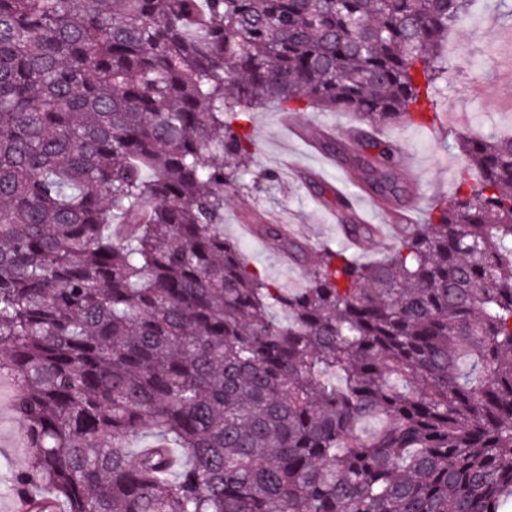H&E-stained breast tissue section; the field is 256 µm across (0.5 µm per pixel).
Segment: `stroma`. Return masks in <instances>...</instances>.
I'll list each match as a JSON object with an SVG mask.
<instances>
[{"mask_svg":"<svg viewBox=\"0 0 512 512\" xmlns=\"http://www.w3.org/2000/svg\"><path fill=\"white\" fill-rule=\"evenodd\" d=\"M460 38V70L448 88L458 109L443 112L439 125L423 129L407 125L382 128V137L396 141L408 155L399 167L401 179L421 195V203H407L416 221H423L432 204L452 198L460 171V154L445 141L446 134L478 127L488 133L512 130V64L505 63L502 48L512 36V0H476L470 14L448 33ZM282 111L274 104L254 111L252 133L257 145L259 171L254 182L228 194L224 204V234L238 240L248 264L284 288L304 284L298 267L281 261L269 240L245 232L248 224H260L284 215L293 233L311 246L339 245L363 259L375 260L397 245L398 236L389 211L367 199L371 219L386 235V242L349 240L328 221L339 209L335 188L345 174L342 158L327 149H314L299 139L288 138L281 124ZM274 172L275 180L264 177ZM15 390L0 384V455L14 468L26 461L23 423L13 409Z\"/></svg>","mask_w":512,"mask_h":512,"instance_id":"stroma-1","label":"stroma"}]
</instances>
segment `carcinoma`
<instances>
[{
  "instance_id": "cac0c4a2",
  "label": "carcinoma",
  "mask_w": 512,
  "mask_h": 512,
  "mask_svg": "<svg viewBox=\"0 0 512 512\" xmlns=\"http://www.w3.org/2000/svg\"><path fill=\"white\" fill-rule=\"evenodd\" d=\"M476 0H0V375L65 512H512V135L458 134L455 196L362 261L257 224L224 237L251 113L435 128ZM366 241L373 225L346 217ZM297 125H311L313 128L329 130L331 128H344L347 131L357 126L356 119L347 112L322 111L316 108H307L304 111L289 113Z\"/></svg>"
}]
</instances>
